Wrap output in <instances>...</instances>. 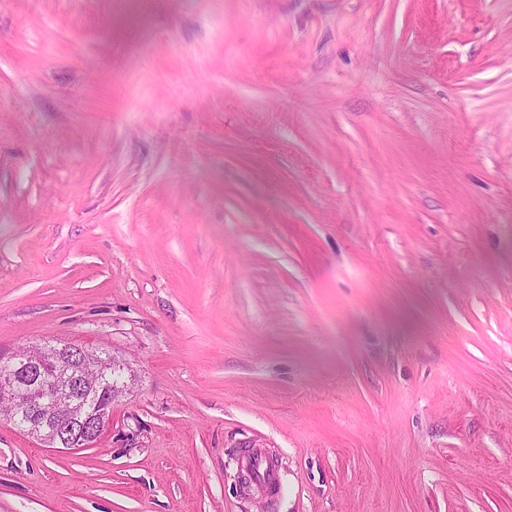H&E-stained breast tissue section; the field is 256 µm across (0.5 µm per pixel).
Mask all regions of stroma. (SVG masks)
<instances>
[{
    "instance_id": "1",
    "label": "stroma",
    "mask_w": 512,
    "mask_h": 512,
    "mask_svg": "<svg viewBox=\"0 0 512 512\" xmlns=\"http://www.w3.org/2000/svg\"><path fill=\"white\" fill-rule=\"evenodd\" d=\"M60 341L126 390L0 421V512H512V0H0V358Z\"/></svg>"
}]
</instances>
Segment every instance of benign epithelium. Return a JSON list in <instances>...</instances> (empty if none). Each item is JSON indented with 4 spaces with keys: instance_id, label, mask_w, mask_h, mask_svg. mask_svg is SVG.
I'll return each mask as SVG.
<instances>
[{
    "instance_id": "7a95c632",
    "label": "benign epithelium",
    "mask_w": 512,
    "mask_h": 512,
    "mask_svg": "<svg viewBox=\"0 0 512 512\" xmlns=\"http://www.w3.org/2000/svg\"><path fill=\"white\" fill-rule=\"evenodd\" d=\"M97 351L75 345L64 363L54 358L39 360L32 355L14 354L0 359V396L9 398L26 412L30 428L45 420L54 425L56 441L80 451L93 446L109 425L112 413L83 406L75 394L84 386L83 362Z\"/></svg>"
}]
</instances>
